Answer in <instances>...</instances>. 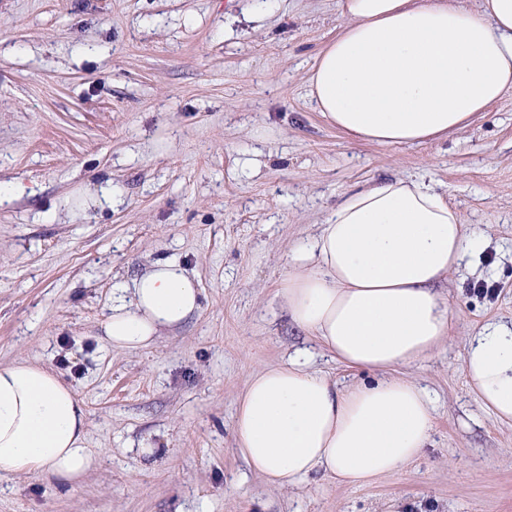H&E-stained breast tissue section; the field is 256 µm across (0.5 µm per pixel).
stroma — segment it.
<instances>
[{"mask_svg":"<svg viewBox=\"0 0 512 512\" xmlns=\"http://www.w3.org/2000/svg\"><path fill=\"white\" fill-rule=\"evenodd\" d=\"M342 23L336 0H0V363L73 387L94 459L73 484L0 473V512H512V424L463 373L469 336L512 324V94L433 142L352 140L308 86ZM385 176L486 236L439 285L449 341L402 370L434 399L430 444L371 486L268 487L234 413L305 341L277 285L341 195ZM159 259L199 313L112 348L113 285Z\"/></svg>","mask_w":512,"mask_h":512,"instance_id":"1","label":"stroma"}]
</instances>
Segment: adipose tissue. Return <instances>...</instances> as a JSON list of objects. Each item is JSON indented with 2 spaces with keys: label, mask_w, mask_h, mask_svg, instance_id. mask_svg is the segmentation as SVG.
Returning <instances> with one entry per match:
<instances>
[{
  "label": "adipose tissue",
  "mask_w": 512,
  "mask_h": 512,
  "mask_svg": "<svg viewBox=\"0 0 512 512\" xmlns=\"http://www.w3.org/2000/svg\"><path fill=\"white\" fill-rule=\"evenodd\" d=\"M337 9L344 23L318 53L309 88L322 118L351 139L434 141L512 93V0H338ZM483 245L423 181L386 177L343 193L279 286L294 327L378 378L338 386L313 369L306 347L255 373L234 418L248 468L280 489L315 472L365 486L420 457L431 399L397 370L448 340L437 285ZM199 308L195 280L159 260L113 286L103 333L114 348L139 350ZM464 371L478 405L512 424V327L489 322L469 336ZM86 427L83 404L58 375L0 364V473L76 481L91 465Z\"/></svg>",
  "instance_id": "ef3b65f1"
}]
</instances>
